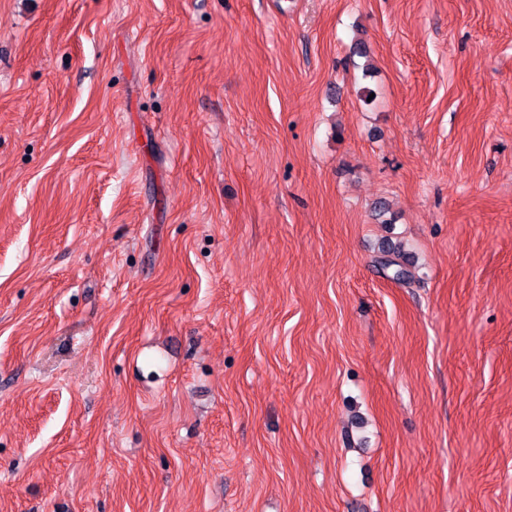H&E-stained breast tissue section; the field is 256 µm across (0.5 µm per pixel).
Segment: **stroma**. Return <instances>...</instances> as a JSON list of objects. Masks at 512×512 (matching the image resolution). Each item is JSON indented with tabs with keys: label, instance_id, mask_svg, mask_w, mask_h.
<instances>
[{
	"label": "stroma",
	"instance_id": "obj_1",
	"mask_svg": "<svg viewBox=\"0 0 512 512\" xmlns=\"http://www.w3.org/2000/svg\"><path fill=\"white\" fill-rule=\"evenodd\" d=\"M0 512H512V0H0Z\"/></svg>",
	"mask_w": 512,
	"mask_h": 512
}]
</instances>
